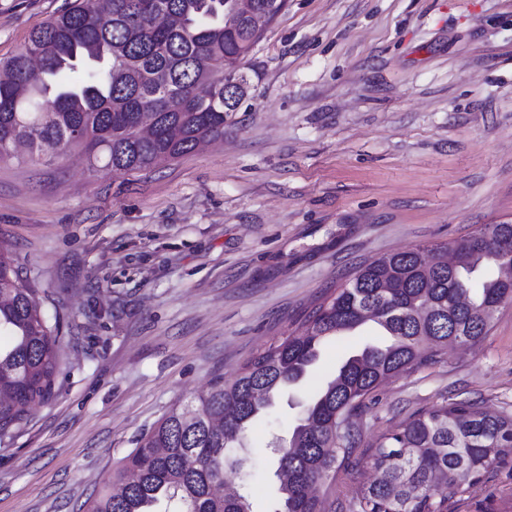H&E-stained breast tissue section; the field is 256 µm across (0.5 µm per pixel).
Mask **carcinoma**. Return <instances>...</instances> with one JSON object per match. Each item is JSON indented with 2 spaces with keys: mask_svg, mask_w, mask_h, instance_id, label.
Masks as SVG:
<instances>
[{
  "mask_svg": "<svg viewBox=\"0 0 512 512\" xmlns=\"http://www.w3.org/2000/svg\"><path fill=\"white\" fill-rule=\"evenodd\" d=\"M70 0L0 59V161L82 151L95 172L152 170L201 144L224 139L242 99L224 80L249 84L244 65L261 35L235 18V0ZM274 19L287 0H252ZM152 132H141L144 117ZM455 265H448V252ZM12 253L0 247V436L28 407L54 394L60 318L49 319ZM512 301V224H486L453 244L385 255L328 290L291 333L248 359L237 376L214 380L142 433L117 462L112 482L80 512H154L178 500L184 512H252L224 479L254 422L288 389L313 378L327 341L373 323L387 337L346 356L317 381L288 443L277 448L278 512H323L310 488L348 462L351 415L383 381L422 363L427 351L479 346L498 308ZM512 456V415L453 400L384 433L371 455L377 478L355 512H448V501ZM448 477V493L435 489Z\"/></svg>",
  "mask_w": 512,
  "mask_h": 512,
  "instance_id": "carcinoma-1",
  "label": "carcinoma"
}]
</instances>
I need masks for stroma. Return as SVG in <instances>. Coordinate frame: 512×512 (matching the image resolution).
I'll return each mask as SVG.
<instances>
[{"instance_id": "35a3bbf8", "label": "stroma", "mask_w": 512, "mask_h": 512, "mask_svg": "<svg viewBox=\"0 0 512 512\" xmlns=\"http://www.w3.org/2000/svg\"><path fill=\"white\" fill-rule=\"evenodd\" d=\"M63 3L0 0V59ZM246 72L223 142L153 171L0 164V244L63 321L54 395L0 439V512H78L140 433L360 267L512 222V0H288ZM459 395L512 414V304L353 414L358 463L325 512L372 481L380 435ZM306 402L279 396L235 451L253 512H276L275 449ZM451 512H512V458Z\"/></svg>"}]
</instances>
